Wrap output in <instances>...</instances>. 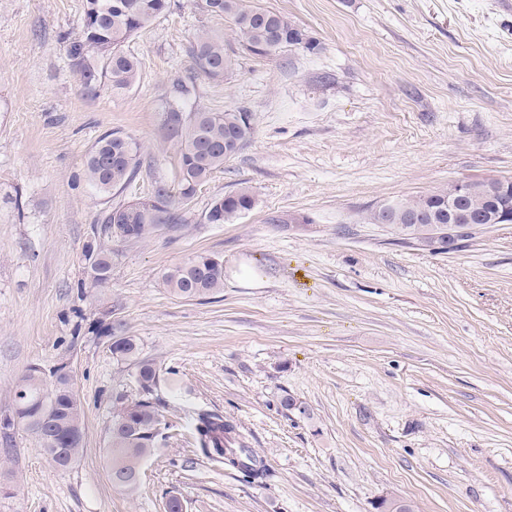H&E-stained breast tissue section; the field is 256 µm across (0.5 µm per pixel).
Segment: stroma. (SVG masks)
<instances>
[{
    "label": "stroma",
    "mask_w": 512,
    "mask_h": 512,
    "mask_svg": "<svg viewBox=\"0 0 512 512\" xmlns=\"http://www.w3.org/2000/svg\"><path fill=\"white\" fill-rule=\"evenodd\" d=\"M321 45L261 58L229 40L202 0L124 45L140 81L84 92L66 56L85 0H0V414L32 365L68 361L85 446L67 470L34 434L0 447V512H512V224L467 247L393 244L362 215L381 202L483 176L512 179V0H250ZM202 31L227 36L236 67L192 75ZM246 109L254 135L150 239L113 241L112 277L79 297L83 246L107 207L172 181L163 110ZM118 130L151 161L105 194L84 168ZM250 188L254 208L209 224L214 198ZM297 216L294 224L285 223ZM224 261V290L180 298L167 269ZM165 373L176 420L233 417L271 472L253 483L186 441L147 460L142 485L115 489L105 453L109 396L135 366L79 323L104 314ZM294 398L306 415L285 409Z\"/></svg>",
    "instance_id": "35a3bbf8"
}]
</instances>
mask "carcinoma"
<instances>
[{
    "instance_id": "obj_1",
    "label": "carcinoma",
    "mask_w": 512,
    "mask_h": 512,
    "mask_svg": "<svg viewBox=\"0 0 512 512\" xmlns=\"http://www.w3.org/2000/svg\"><path fill=\"white\" fill-rule=\"evenodd\" d=\"M169 8L168 0H86L81 37L67 44L66 53L84 91L94 93L106 85L114 93L130 90L138 80L139 65L127 54L124 43ZM203 9L228 17L240 49L257 57H271L290 48L312 54L320 44L285 15L249 5L246 0H203ZM191 70L209 79H221L233 70L235 58L224 47V38L201 32L189 48ZM164 125L176 141L175 176L159 182L146 201L119 203L100 217L82 256L94 252L93 265L83 266L77 288L101 287L112 273V240L142 241L164 224L182 222L181 206L195 195L224 162L251 141L254 127L244 109L193 112L186 118L178 104L164 109ZM139 145L118 130L102 134L89 152L85 175L98 191L110 193L130 185L142 170ZM461 209L474 208L482 224H512V188L491 184L475 196L461 197L457 185L399 201L397 216L388 225L393 241L407 245L411 234L431 233L448 227V202ZM224 206L221 223L230 224L252 210L255 199L247 188L213 200ZM164 284L182 298L207 299L224 289V261L200 253L168 269ZM98 336L115 339L112 354L136 365L135 392L112 391L111 420L107 428V462L112 485L132 492L139 486L142 464L181 435L182 425L165 418L157 397L162 369L140 357V344L132 336L115 335L112 322L99 321ZM17 415V429L35 434L49 462L59 470L72 466L84 450V410L70 377L52 381L38 366H30L14 389V404L4 417ZM192 446L216 467L234 469L252 482L270 476L263 461L250 448L236 420L220 412L198 409L188 415Z\"/></svg>"
}]
</instances>
